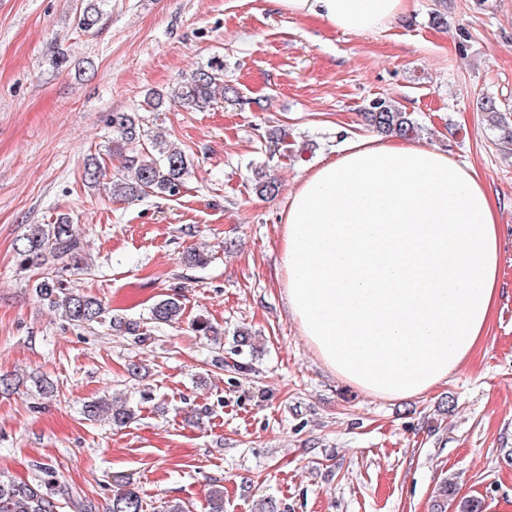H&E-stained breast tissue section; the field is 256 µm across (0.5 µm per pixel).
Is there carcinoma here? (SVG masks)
Returning <instances> with one entry per match:
<instances>
[{
	"label": "carcinoma",
	"mask_w": 512,
	"mask_h": 512,
	"mask_svg": "<svg viewBox=\"0 0 512 512\" xmlns=\"http://www.w3.org/2000/svg\"><path fill=\"white\" fill-rule=\"evenodd\" d=\"M105 0H82L78 25L85 31L94 29L102 18ZM237 100L235 90L224 84V61L212 59L197 68L188 77L165 91H152L145 95L135 112L112 114V145L108 154L124 155V172L112 180V197L118 200H137L148 196L174 197L182 187L188 173L186 154L166 144L156 135L149 134L148 120L142 113L149 112L159 119L168 102H179L203 111L217 98ZM482 109L491 115L494 126L506 130L503 143L512 146V126L506 115L498 111L495 102L487 99ZM366 125L383 134L410 138L420 134L423 126L412 113L402 110L391 101L380 98L370 101L361 113ZM106 175V165L95 157L87 159L83 177L89 184H97ZM254 188L262 196L273 197L279 193V183L262 167L251 170ZM24 265L42 269L34 281L36 296L44 304L62 311V317L78 326L100 324L106 308L92 295L79 293L66 287L62 273L79 269L84 263L83 246L69 217L63 216L53 224H33L17 247ZM184 307L180 298L166 296L159 299L150 310V320L157 325L179 327L183 322ZM117 330L128 333L145 343L150 339L137 322L111 321ZM198 336L207 337L215 345L224 343V332L208 319L198 317L190 325ZM250 346V335L240 330L233 336L229 361L217 357L214 366L235 372L249 370L250 364L239 360ZM91 420L104 421L117 428L127 426L135 418L134 409L127 402L110 397L99 398L85 407ZM118 488L112 494L106 512H144L142 497L132 487L130 478L116 475ZM67 490L56 480L51 468H44V477L34 483L17 482L0 474V512H57L58 501Z\"/></svg>",
	"instance_id": "1"
}]
</instances>
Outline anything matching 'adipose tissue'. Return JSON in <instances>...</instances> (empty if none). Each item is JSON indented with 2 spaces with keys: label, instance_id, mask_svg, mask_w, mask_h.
<instances>
[{
  "label": "adipose tissue",
  "instance_id": "1",
  "mask_svg": "<svg viewBox=\"0 0 512 512\" xmlns=\"http://www.w3.org/2000/svg\"><path fill=\"white\" fill-rule=\"evenodd\" d=\"M347 32L406 0H278ZM499 205L472 166L414 143H350L290 192L278 273L324 366L378 397L433 390L486 335L500 295Z\"/></svg>",
  "mask_w": 512,
  "mask_h": 512
}]
</instances>
